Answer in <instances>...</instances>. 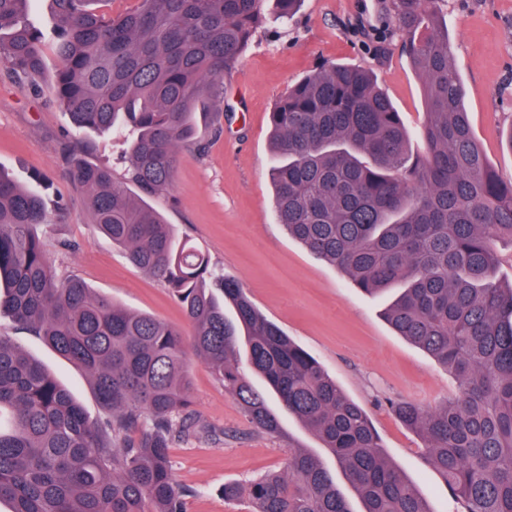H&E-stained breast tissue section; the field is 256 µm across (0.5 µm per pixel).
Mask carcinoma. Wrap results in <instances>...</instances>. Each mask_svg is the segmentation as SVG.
<instances>
[{"mask_svg": "<svg viewBox=\"0 0 512 512\" xmlns=\"http://www.w3.org/2000/svg\"><path fill=\"white\" fill-rule=\"evenodd\" d=\"M31 0H0V67L46 83ZM58 65L51 87L78 132L64 148L98 231L182 305L192 333L61 278L35 228L48 187L0 165V315L88 375L102 420L0 334V502L10 512H184L169 449L206 433L190 410L191 368L204 362L256 429L277 434L260 376L315 433L361 512H432L388 460L368 414L244 288L178 238L150 200L174 182L177 149L194 143L195 110L223 94L262 24L264 0H53ZM444 0H381L423 77V151L367 70L324 65L271 113L275 215L288 235L371 295L394 292L384 318L458 381L434 410L391 408L465 512H512V283L496 244L512 241V178L475 141L448 41ZM122 135L117 181L82 134ZM288 470L241 490L252 512H353L318 456L288 449ZM236 488L224 489L234 496Z\"/></svg>", "mask_w": 512, "mask_h": 512, "instance_id": "cac0c4a2", "label": "carcinoma"}]
</instances>
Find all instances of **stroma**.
I'll use <instances>...</instances> for the list:
<instances>
[{
  "label": "stroma",
  "instance_id": "35a3bbf8",
  "mask_svg": "<svg viewBox=\"0 0 512 512\" xmlns=\"http://www.w3.org/2000/svg\"><path fill=\"white\" fill-rule=\"evenodd\" d=\"M448 38L466 88L476 141L489 163L512 178V0H446ZM265 24L236 68L224 77L219 112H197L198 146L180 148L168 196L157 199L170 224L206 252L212 266L237 280L258 311L309 351L344 392L371 417L389 460L434 512H464L462 501L426 462L421 437L391 411L393 400L435 407L457 391L455 378L397 336L382 316L380 298L354 288L339 268L310 253L277 223L269 176L270 114L288 88L323 64L373 71L412 134L424 119L423 79L401 37L370 47L362 28L385 29L379 0H301L293 22L266 0ZM74 131L50 87L35 91L0 71V163L20 180L42 175L51 196L68 205L63 219L39 233L62 276H76L136 312L187 328L184 312L163 283L129 265L91 223L83 193L62 159ZM75 243L72 251L62 242ZM11 337L68 387L93 417L102 409L88 377L39 337L0 318ZM193 410L208 435L171 450L175 480L186 492L184 512H250L247 497L226 499L228 485H246L285 470L287 451H320L321 442L278 400L282 436L258 432L203 362L191 374Z\"/></svg>",
  "mask_w": 512,
  "mask_h": 512
}]
</instances>
